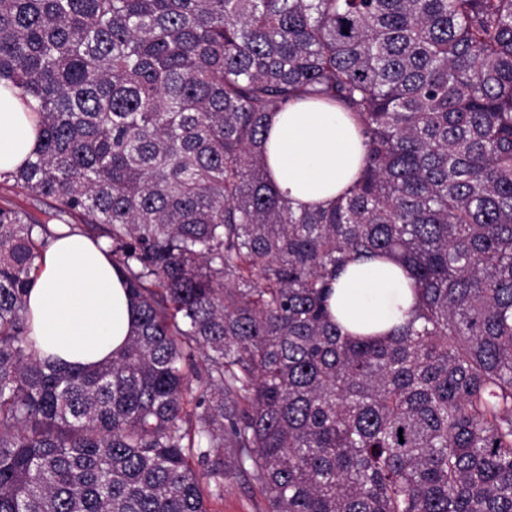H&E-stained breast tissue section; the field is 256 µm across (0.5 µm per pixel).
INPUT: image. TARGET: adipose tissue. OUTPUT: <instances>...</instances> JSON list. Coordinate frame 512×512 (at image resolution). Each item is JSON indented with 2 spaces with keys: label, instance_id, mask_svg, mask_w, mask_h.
Returning a JSON list of instances; mask_svg holds the SVG:
<instances>
[{
  "label": "adipose tissue",
  "instance_id": "adipose-tissue-1",
  "mask_svg": "<svg viewBox=\"0 0 512 512\" xmlns=\"http://www.w3.org/2000/svg\"><path fill=\"white\" fill-rule=\"evenodd\" d=\"M36 99L0 80V171L38 145ZM272 181L294 208L328 206L357 177L364 159L355 122L338 108L296 101L272 114L266 140ZM414 302L405 268L392 260L348 266L328 300L333 322L352 336H388ZM29 340L41 361L60 367L111 359L133 330L131 301L104 247L58 227L28 295Z\"/></svg>",
  "mask_w": 512,
  "mask_h": 512
}]
</instances>
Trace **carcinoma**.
Segmentation results:
<instances>
[{"label":"carcinoma","mask_w":512,"mask_h":512,"mask_svg":"<svg viewBox=\"0 0 512 512\" xmlns=\"http://www.w3.org/2000/svg\"><path fill=\"white\" fill-rule=\"evenodd\" d=\"M0 79L39 101L0 183V512H512V0H0ZM315 100L365 168L326 209L270 183ZM132 301L112 360L28 343L52 222ZM405 263L390 336L331 323L354 258ZM6 201L25 208L39 219H45L46 216L44 213L50 211L44 203L24 195L16 189H8L6 186H2V189H0V205ZM265 500L258 487L244 480L224 487V502L211 505L210 512H265Z\"/></svg>","instance_id":"carcinoma-1"}]
</instances>
